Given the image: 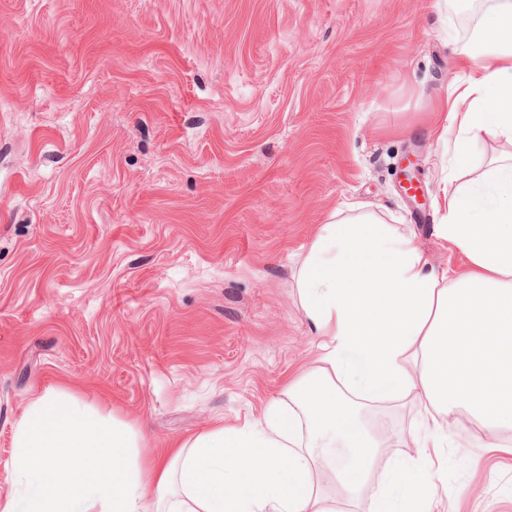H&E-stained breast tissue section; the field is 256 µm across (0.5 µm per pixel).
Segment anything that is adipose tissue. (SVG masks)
<instances>
[{
  "label": "adipose tissue",
  "mask_w": 512,
  "mask_h": 512,
  "mask_svg": "<svg viewBox=\"0 0 512 512\" xmlns=\"http://www.w3.org/2000/svg\"><path fill=\"white\" fill-rule=\"evenodd\" d=\"M456 61L467 80L435 136L458 171L482 136L512 140V0H497ZM437 205L440 236L466 257L468 274L433 268L393 225L347 205L299 264L300 305L322 343L284 398L258 419L135 461L129 423L45 392L18 423L19 489L0 512H336L322 473L350 497L372 479L381 448L361 427L358 402L404 398L431 422L416 457L391 474L418 490L396 512H423L435 493L431 450L470 436L461 414L489 431L512 427V157L477 181L447 179Z\"/></svg>",
  "instance_id": "1"
}]
</instances>
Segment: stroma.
Here are the masks:
<instances>
[{"instance_id":"35a3bbf8","label":"stroma","mask_w":512,"mask_h":512,"mask_svg":"<svg viewBox=\"0 0 512 512\" xmlns=\"http://www.w3.org/2000/svg\"><path fill=\"white\" fill-rule=\"evenodd\" d=\"M490 0H0V500L40 394L138 454L259 418L314 365L298 262L359 203L436 268L431 134ZM458 179L512 141L483 136ZM432 221L417 224L407 161ZM415 456L413 405L368 413ZM431 512H512V429L442 451Z\"/></svg>"}]
</instances>
